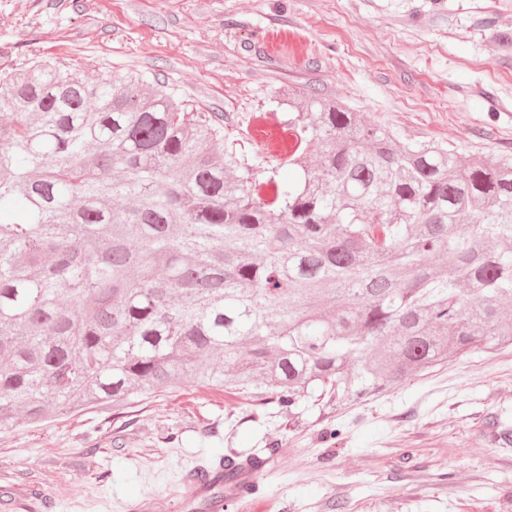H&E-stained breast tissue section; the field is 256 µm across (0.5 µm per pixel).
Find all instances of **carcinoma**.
I'll list each match as a JSON object with an SVG mask.
<instances>
[{"label": "carcinoma", "mask_w": 512, "mask_h": 512, "mask_svg": "<svg viewBox=\"0 0 512 512\" xmlns=\"http://www.w3.org/2000/svg\"><path fill=\"white\" fill-rule=\"evenodd\" d=\"M288 106L286 180L144 77H0V426L187 380L339 408L512 345V157Z\"/></svg>", "instance_id": "1"}]
</instances>
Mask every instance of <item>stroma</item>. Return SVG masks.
Segmentation results:
<instances>
[{
  "mask_svg": "<svg viewBox=\"0 0 512 512\" xmlns=\"http://www.w3.org/2000/svg\"><path fill=\"white\" fill-rule=\"evenodd\" d=\"M512 0H0V74L49 60L143 75L251 163L279 152L289 94L341 102L403 141L512 155ZM266 458L223 512H512V347L478 350L338 411L180 382L0 429V512H197L186 483ZM265 463L266 459L259 456H253L249 459L247 458L245 462L239 460L238 457L224 456V458L220 459L219 470L213 477V483L219 480H228L237 477L242 471H244L246 466L249 468L262 467Z\"/></svg>",
  "mask_w": 512,
  "mask_h": 512,
  "instance_id": "stroma-1",
  "label": "stroma"
}]
</instances>
